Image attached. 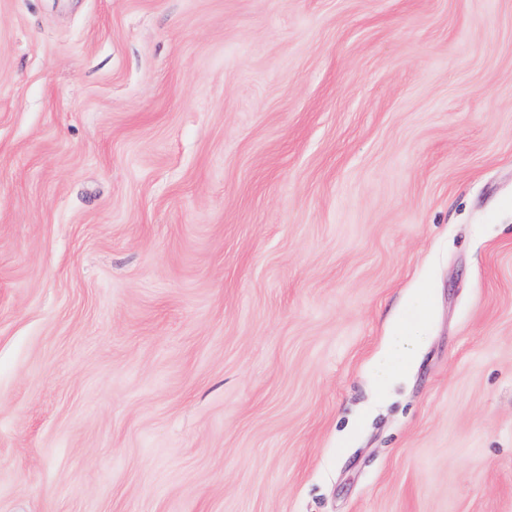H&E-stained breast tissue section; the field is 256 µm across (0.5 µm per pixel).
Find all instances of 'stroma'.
Masks as SVG:
<instances>
[{"mask_svg": "<svg viewBox=\"0 0 512 512\" xmlns=\"http://www.w3.org/2000/svg\"><path fill=\"white\" fill-rule=\"evenodd\" d=\"M0 512H512V0H0ZM410 336H407V328L401 325L395 336H392L388 347L379 360V375L387 378L403 367H408L410 360L407 358V345Z\"/></svg>", "mask_w": 512, "mask_h": 512, "instance_id": "obj_1", "label": "stroma"}]
</instances>
